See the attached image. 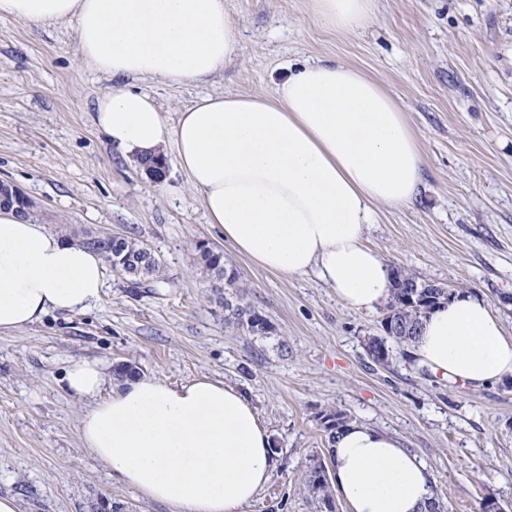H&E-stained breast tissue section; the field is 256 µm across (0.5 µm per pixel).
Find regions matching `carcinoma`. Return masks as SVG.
Wrapping results in <instances>:
<instances>
[{"mask_svg": "<svg viewBox=\"0 0 512 512\" xmlns=\"http://www.w3.org/2000/svg\"><path fill=\"white\" fill-rule=\"evenodd\" d=\"M395 288L391 298L386 305V312L383 323L385 335L369 336L365 342L366 350L370 357H375L379 350H384L387 359H392V345L409 346L417 338L418 330L423 324V319L434 308V304H423L414 301V298H423L436 295L438 301L448 302V289L432 288L429 282L418 277L416 274L394 267ZM225 308L233 310L237 324L245 328L252 336L266 337L271 334L273 325L267 317L255 313L251 305L236 307L227 304ZM323 424V431L328 443L335 441L336 433L349 422L347 414L340 410H330L320 416ZM328 468L321 460H311L305 474L306 488L311 496L317 501L320 512H328V508L334 505V495L330 478L325 475Z\"/></svg>", "mask_w": 512, "mask_h": 512, "instance_id": "1", "label": "carcinoma"}]
</instances>
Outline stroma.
Returning a JSON list of instances; mask_svg holds the SVG:
<instances>
[{"mask_svg":"<svg viewBox=\"0 0 512 512\" xmlns=\"http://www.w3.org/2000/svg\"><path fill=\"white\" fill-rule=\"evenodd\" d=\"M242 49L201 83L133 81L168 120L198 97L273 94L293 65L357 67L403 106L420 139L415 201L377 205L367 244L391 265L484 299L512 334V0H377L364 29L327 30L309 0H225ZM75 26L0 19V180L35 203L39 223L67 236L122 233L147 246L164 275L132 286L109 270L89 312L51 313L0 335V494L19 512H174L117 481L78 436L84 407L67 367L95 359L112 382L120 365L177 385L209 375L236 385L277 445L271 481L243 512H316L303 481L328 460L319 416L340 410L395 435L430 468L447 512H480L485 497L512 512V376L451 385L394 347L389 367L364 341L382 312L343 307L310 275L255 265L209 224L174 150L151 181L90 119L112 87L78 66ZM222 251L235 284L217 279L199 245ZM257 307L273 335H248L225 302Z\"/></svg>","mask_w":512,"mask_h":512,"instance_id":"1","label":"stroma"}]
</instances>
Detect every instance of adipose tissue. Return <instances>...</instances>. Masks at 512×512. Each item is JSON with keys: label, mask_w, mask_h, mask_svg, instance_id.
<instances>
[{"label": "adipose tissue", "mask_w": 512, "mask_h": 512, "mask_svg": "<svg viewBox=\"0 0 512 512\" xmlns=\"http://www.w3.org/2000/svg\"><path fill=\"white\" fill-rule=\"evenodd\" d=\"M328 29L351 32L375 0H310ZM75 25L78 58L115 79L91 116L134 157L174 148L211 224L257 265L311 273L345 306L389 301V265L364 241L374 205L412 202L420 141L396 99L362 70L336 61L292 68L270 97L205 95L168 122L126 78L196 82L223 72L240 49L224 0H0V17ZM107 285L101 254L46 225L0 211V334L51 311L93 308ZM411 354L419 367L475 389L512 375V336L492 306L458 293L424 320ZM86 400L79 435L122 484L175 512H243L271 480L276 458L254 405L224 380L173 386L150 375L107 384L103 364L65 375ZM330 479L347 512H421L434 495L426 463L394 435L352 421L331 446Z\"/></svg>", "instance_id": "ef3b65f1"}]
</instances>
